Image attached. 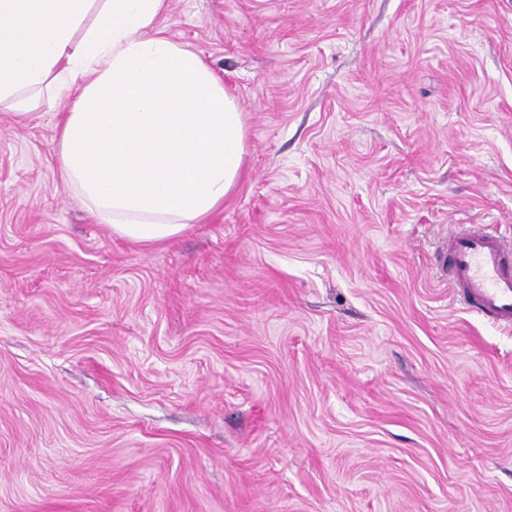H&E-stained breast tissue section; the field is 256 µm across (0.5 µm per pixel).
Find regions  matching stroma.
I'll return each mask as SVG.
<instances>
[{
	"label": "stroma",
	"instance_id": "stroma-1",
	"mask_svg": "<svg viewBox=\"0 0 512 512\" xmlns=\"http://www.w3.org/2000/svg\"><path fill=\"white\" fill-rule=\"evenodd\" d=\"M242 114L223 207L149 246L63 185L71 96L0 112V512H512V0H169ZM448 275L464 303L488 321L512 325V267L499 236L474 230L450 241Z\"/></svg>",
	"mask_w": 512,
	"mask_h": 512
}]
</instances>
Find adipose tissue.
I'll return each mask as SVG.
<instances>
[{
  "instance_id": "obj_1",
  "label": "adipose tissue",
  "mask_w": 512,
  "mask_h": 512,
  "mask_svg": "<svg viewBox=\"0 0 512 512\" xmlns=\"http://www.w3.org/2000/svg\"><path fill=\"white\" fill-rule=\"evenodd\" d=\"M167 0H0V111L74 87L60 175L96 223L150 245L222 206L244 167L242 114L201 56L167 37Z\"/></svg>"
}]
</instances>
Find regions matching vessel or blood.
I'll use <instances>...</instances> for the list:
<instances>
[{"label": "vessel or blood", "instance_id": "obj_1", "mask_svg": "<svg viewBox=\"0 0 512 512\" xmlns=\"http://www.w3.org/2000/svg\"><path fill=\"white\" fill-rule=\"evenodd\" d=\"M448 275L464 303L490 322L512 325V262L499 236L474 230L454 235Z\"/></svg>", "mask_w": 512, "mask_h": 512}]
</instances>
